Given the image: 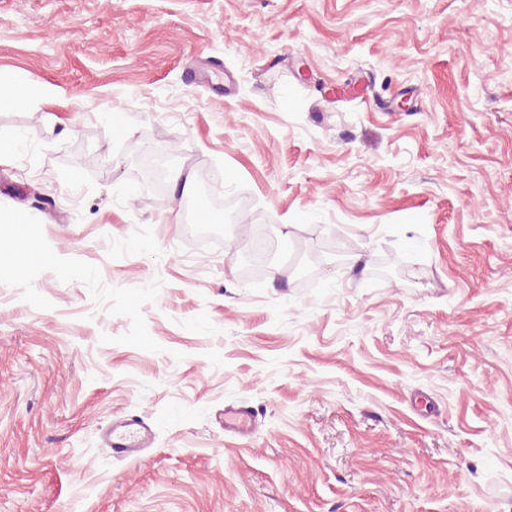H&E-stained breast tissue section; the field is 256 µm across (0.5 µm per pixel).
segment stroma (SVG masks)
Masks as SVG:
<instances>
[{"label":"stroma","instance_id":"1","mask_svg":"<svg viewBox=\"0 0 512 512\" xmlns=\"http://www.w3.org/2000/svg\"><path fill=\"white\" fill-rule=\"evenodd\" d=\"M27 80L68 102L0 106L52 248L0 262V512H512V0H0ZM165 141L247 214L144 194ZM256 426V419L248 407L225 408L224 430L246 435ZM100 440L104 448H110L115 456L123 459L137 457L143 448L154 441L150 426L139 419L113 420L102 430Z\"/></svg>","mask_w":512,"mask_h":512}]
</instances>
